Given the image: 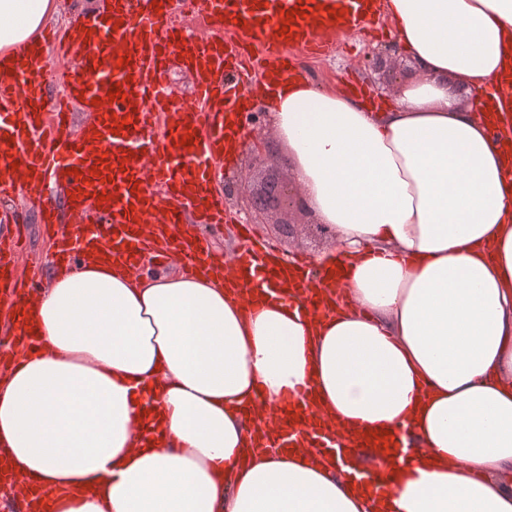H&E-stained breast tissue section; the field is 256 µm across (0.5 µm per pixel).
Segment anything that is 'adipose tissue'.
I'll use <instances>...</instances> for the list:
<instances>
[{"mask_svg":"<svg viewBox=\"0 0 512 512\" xmlns=\"http://www.w3.org/2000/svg\"><path fill=\"white\" fill-rule=\"evenodd\" d=\"M417 80L378 105L304 79L264 97L345 281L298 309L233 275L83 253L0 370L8 497L57 512H512V0H387ZM53 0H0V51ZM492 90L484 108L459 92ZM339 438L409 425L373 498L335 459L259 447L284 396Z\"/></svg>","mask_w":512,"mask_h":512,"instance_id":"adipose-tissue-1","label":"adipose tissue"}]
</instances>
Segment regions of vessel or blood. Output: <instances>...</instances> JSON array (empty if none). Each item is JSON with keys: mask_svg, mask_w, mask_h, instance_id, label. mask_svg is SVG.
Instances as JSON below:
<instances>
[{"mask_svg": "<svg viewBox=\"0 0 512 512\" xmlns=\"http://www.w3.org/2000/svg\"><path fill=\"white\" fill-rule=\"evenodd\" d=\"M338 2L339 14L310 10L290 22L286 14L298 0H206L204 11L217 27L247 29L240 43L194 37L171 0H161L158 9L152 0H107L96 11L75 15L64 30L44 28L37 42L18 48L9 61L0 60V198L19 194L36 201L38 223L57 234L64 271L68 256L96 243L112 256L136 259L142 238L151 234L159 239L158 252L186 253L203 271L223 272L224 255L209 239L191 234L169 239L162 227L184 223L190 211L197 223H223L225 113L248 109L256 72L270 81L287 78L290 44L322 55L335 44L326 28L351 33L366 23L370 0ZM52 41L76 62L63 72V92L51 103L39 75L52 69L43 53ZM175 59L194 76L191 99H177L164 83ZM115 88L122 97L114 101L109 92ZM168 112L176 119L157 134L158 117ZM185 201L190 210L182 209ZM66 220L71 228L65 234L58 226ZM103 224L112 231L106 239L99 231ZM263 257L250 245L237 255L235 268L245 289L269 293L291 279L310 301L311 284H333L339 277L335 268L317 272L299 258L293 268L299 278H290L285 269L270 278ZM36 293L15 276L11 258L0 254V298L13 304ZM297 413L294 401L281 404L278 447H291L288 423ZM320 442L344 473L372 484L377 493L382 487L374 483L367 461L404 466L413 454L398 435L385 439L364 433L349 446L328 435Z\"/></svg>", "mask_w": 512, "mask_h": 512, "instance_id": "obj_1", "label": "vessel or blood"}]
</instances>
